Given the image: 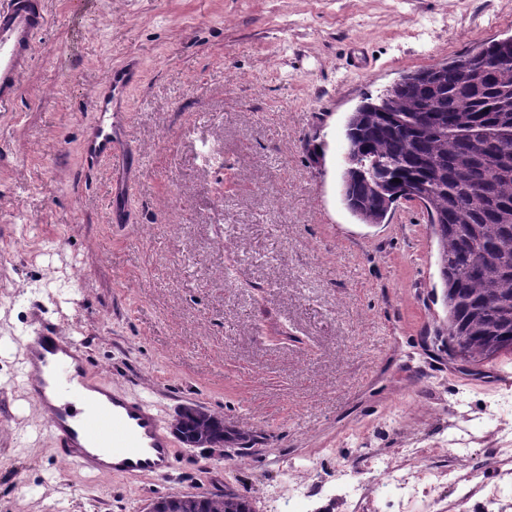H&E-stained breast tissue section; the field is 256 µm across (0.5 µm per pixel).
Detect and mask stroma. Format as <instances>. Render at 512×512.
I'll return each mask as SVG.
<instances>
[{
  "instance_id": "35a3bbf8",
  "label": "stroma",
  "mask_w": 512,
  "mask_h": 512,
  "mask_svg": "<svg viewBox=\"0 0 512 512\" xmlns=\"http://www.w3.org/2000/svg\"><path fill=\"white\" fill-rule=\"evenodd\" d=\"M42 5L0 112V512H144L223 488L253 512H400L378 457L412 481L457 475L419 512H512V353L451 361L421 207L365 224L341 195L350 113L512 37V0ZM112 68L139 76L112 103L127 156L90 171L79 146ZM39 321L162 425L185 404L223 416V452L174 442L163 478L67 468L21 377ZM196 496L191 492L153 498L148 503L146 512H192Z\"/></svg>"
}]
</instances>
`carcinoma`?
Listing matches in <instances>:
<instances>
[{
	"mask_svg": "<svg viewBox=\"0 0 512 512\" xmlns=\"http://www.w3.org/2000/svg\"><path fill=\"white\" fill-rule=\"evenodd\" d=\"M512 57L497 41L401 77L399 88L368 97L346 124V140L366 149L364 164L342 174L347 207L380 224L401 198L424 199L437 239L448 309V356L476 366L512 352ZM400 182L395 183L393 179ZM184 416L180 432L224 445V418ZM230 493H203L196 512H224Z\"/></svg>",
	"mask_w": 512,
	"mask_h": 512,
	"instance_id": "cac0c4a2",
	"label": "carcinoma"
}]
</instances>
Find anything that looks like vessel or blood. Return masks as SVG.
Masks as SVG:
<instances>
[{
  "mask_svg": "<svg viewBox=\"0 0 512 512\" xmlns=\"http://www.w3.org/2000/svg\"><path fill=\"white\" fill-rule=\"evenodd\" d=\"M47 24L40 0H0V112L18 96L36 36ZM129 83L126 73L111 70L105 94L92 102L96 118L81 144L88 166L113 162L126 151L129 116L113 111L111 101ZM21 360L27 393L47 410L49 434L62 461L96 474L167 475L172 450L165 428L148 404L130 400L107 384L90 390L84 377L92 364L82 340L40 325L24 336Z\"/></svg>",
  "mask_w": 512,
  "mask_h": 512,
  "instance_id": "vessel-or-blood-1",
  "label": "vessel or blood"
}]
</instances>
